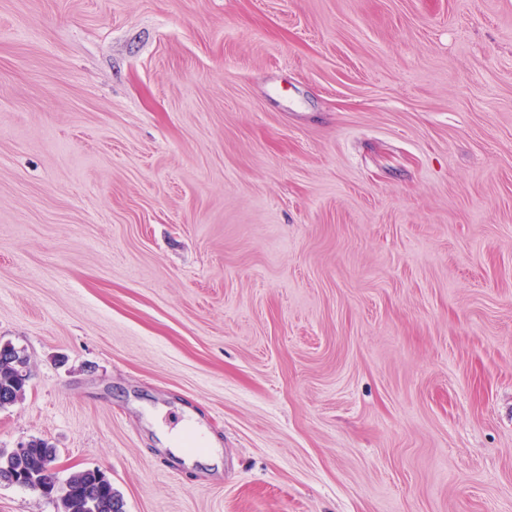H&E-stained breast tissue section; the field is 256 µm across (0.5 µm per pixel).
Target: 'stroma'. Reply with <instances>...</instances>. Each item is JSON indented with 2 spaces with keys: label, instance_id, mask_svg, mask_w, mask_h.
I'll list each match as a JSON object with an SVG mask.
<instances>
[{
  "label": "stroma",
  "instance_id": "obj_1",
  "mask_svg": "<svg viewBox=\"0 0 512 512\" xmlns=\"http://www.w3.org/2000/svg\"><path fill=\"white\" fill-rule=\"evenodd\" d=\"M4 343L124 512H512V0H0Z\"/></svg>",
  "mask_w": 512,
  "mask_h": 512
}]
</instances>
